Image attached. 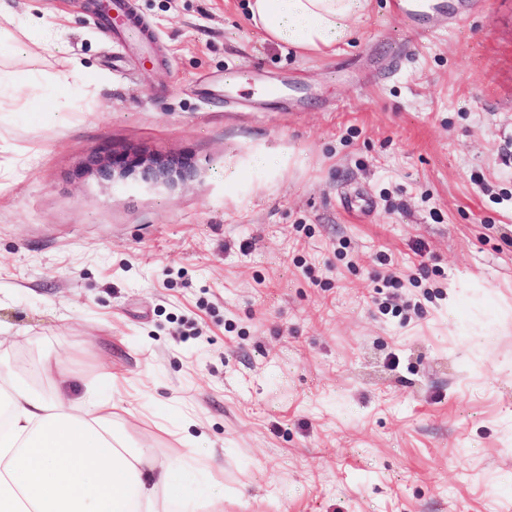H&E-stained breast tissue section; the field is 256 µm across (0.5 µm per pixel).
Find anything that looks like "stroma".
Returning <instances> with one entry per match:
<instances>
[{"label":"stroma","instance_id":"obj_1","mask_svg":"<svg viewBox=\"0 0 512 512\" xmlns=\"http://www.w3.org/2000/svg\"><path fill=\"white\" fill-rule=\"evenodd\" d=\"M7 4L54 34L0 53L51 102L0 97L9 364L124 373L131 436L193 442L218 512H512V0L422 44L372 0L325 54L245 0H128L141 51L89 0ZM140 168V175L144 181H154L160 178L171 177L174 173L183 176L184 166L176 165L174 162L163 160H147L139 157H112V167L105 166L101 169L102 174L107 178L114 179L115 174L124 177L134 173Z\"/></svg>","mask_w":512,"mask_h":512}]
</instances>
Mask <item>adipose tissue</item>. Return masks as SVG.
<instances>
[{
  "mask_svg": "<svg viewBox=\"0 0 512 512\" xmlns=\"http://www.w3.org/2000/svg\"><path fill=\"white\" fill-rule=\"evenodd\" d=\"M369 0H248L255 23L270 37L310 50L329 48L352 33ZM50 357L31 360L25 375L0 364V512H160L175 504L205 512L220 496L210 472L194 480L185 465L156 462L128 433L131 401L84 386L74 394L44 391L37 376H53Z\"/></svg>",
  "mask_w": 512,
  "mask_h": 512,
  "instance_id": "1",
  "label": "adipose tissue"
}]
</instances>
